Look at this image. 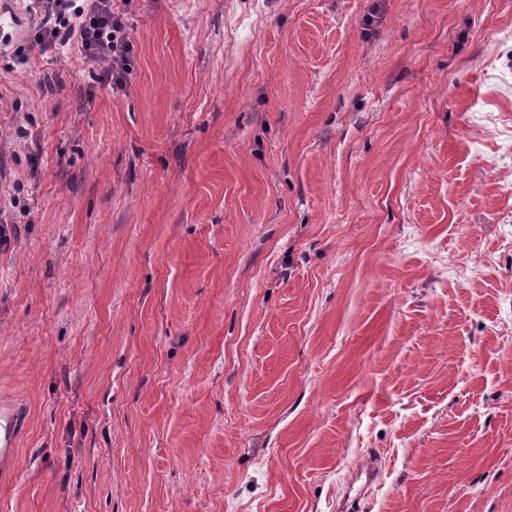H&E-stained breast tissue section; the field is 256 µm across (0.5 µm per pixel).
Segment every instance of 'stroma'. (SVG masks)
Returning <instances> with one entry per match:
<instances>
[{"mask_svg": "<svg viewBox=\"0 0 512 512\" xmlns=\"http://www.w3.org/2000/svg\"><path fill=\"white\" fill-rule=\"evenodd\" d=\"M120 8L0 0V512H512V0ZM30 9L42 16L36 34L43 49L77 45L90 60L106 65L103 82L122 87L127 81L130 45L115 0H31ZM24 410L15 404L0 405V459L10 460L14 455L17 439L25 424ZM380 468L381 467H379L377 463H375V464L374 463H370L368 465V467L366 468V470H365L366 479H365L364 484L360 488L359 495L357 497H355L350 503H349L350 497L348 496V498L344 499L338 505L336 510H341V511H343V510H346V511H349V510H360V507H358L356 509L354 507V505L360 506V504L363 501L368 500V498L370 497V495L372 493V489L370 487L374 483L377 482V480L379 478V475H380Z\"/></svg>", "mask_w": 512, "mask_h": 512, "instance_id": "1", "label": "stroma"}]
</instances>
